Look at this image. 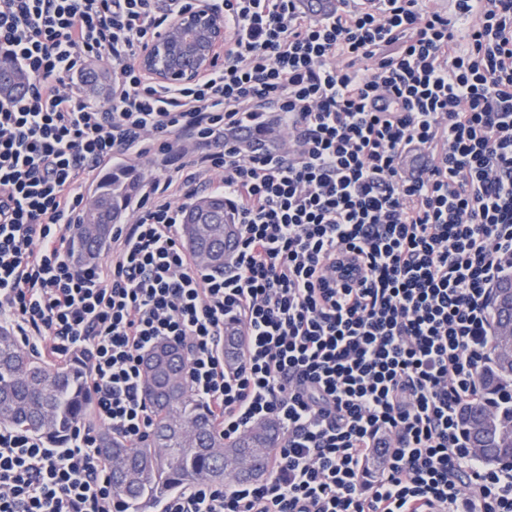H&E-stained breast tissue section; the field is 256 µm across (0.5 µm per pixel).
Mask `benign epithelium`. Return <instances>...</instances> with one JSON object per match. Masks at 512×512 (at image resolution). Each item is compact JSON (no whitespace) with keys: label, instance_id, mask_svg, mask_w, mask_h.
<instances>
[{"label":"benign epithelium","instance_id":"obj_1","mask_svg":"<svg viewBox=\"0 0 512 512\" xmlns=\"http://www.w3.org/2000/svg\"><path fill=\"white\" fill-rule=\"evenodd\" d=\"M222 46L224 21L202 0L164 27L139 62L158 82H190L211 69Z\"/></svg>","mask_w":512,"mask_h":512}]
</instances>
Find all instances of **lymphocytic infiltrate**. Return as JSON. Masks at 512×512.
<instances>
[{
  "label": "lymphocytic infiltrate",
  "instance_id": "1",
  "mask_svg": "<svg viewBox=\"0 0 512 512\" xmlns=\"http://www.w3.org/2000/svg\"><path fill=\"white\" fill-rule=\"evenodd\" d=\"M198 2L0 0V55L29 80L0 96V326L85 356L96 416L55 438L0 426V512H115L99 430L147 435L162 342L225 439L284 437L267 478L177 487L161 512H512V463L460 425L512 276V0H209L223 63L154 82L141 49ZM246 123L292 127L287 150L242 148ZM118 159L160 172L107 261L78 265L69 231ZM204 189L236 218L221 271L181 234Z\"/></svg>",
  "mask_w": 512,
  "mask_h": 512
}]
</instances>
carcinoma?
Wrapping results in <instances>:
<instances>
[{
	"label": "carcinoma",
	"mask_w": 512,
	"mask_h": 512,
	"mask_svg": "<svg viewBox=\"0 0 512 512\" xmlns=\"http://www.w3.org/2000/svg\"><path fill=\"white\" fill-rule=\"evenodd\" d=\"M26 77L0 57V94H20ZM129 189L112 179H100L92 201L97 223L78 224L70 230L76 262L92 263L109 246L112 224L124 217L123 198ZM224 197L205 196L186 208L183 238L194 256L212 257L207 268L224 269ZM496 325L512 323V297L496 292ZM495 340L493 357L481 374L484 401L462 410V423L473 447L487 449L485 458L501 461L512 456V358ZM174 351L166 367L144 379V393L153 412L148 435L137 445L100 430V449L111 468L112 498L125 512H152L175 484L206 479H238L233 460L250 455L256 478L266 475V463L282 441L276 422L254 427L227 440L210 423L209 415L193 397L186 381L182 347L163 342ZM90 366L81 357L50 362L21 349L10 333L0 330V426H17L35 434L59 436L90 414Z\"/></svg>",
	"instance_id": "cac0c4a2"
}]
</instances>
